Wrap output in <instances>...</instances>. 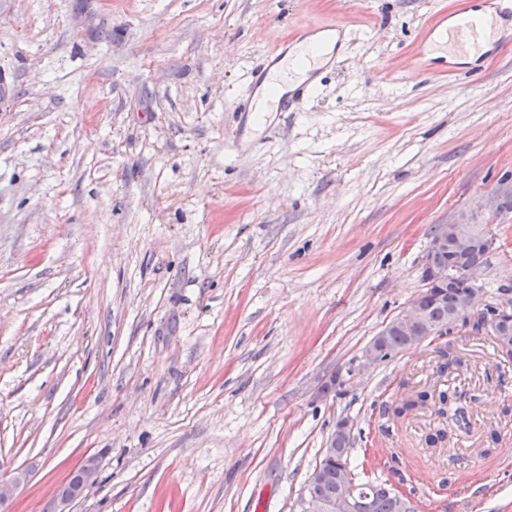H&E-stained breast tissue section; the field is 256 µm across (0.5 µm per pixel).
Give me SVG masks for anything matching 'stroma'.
<instances>
[{"label": "stroma", "instance_id": "stroma-1", "mask_svg": "<svg viewBox=\"0 0 512 512\" xmlns=\"http://www.w3.org/2000/svg\"><path fill=\"white\" fill-rule=\"evenodd\" d=\"M457 0H0V459L14 512H300L337 420L419 512H512V359L475 320L373 365L438 225L497 239L512 302V42L435 72ZM343 25L336 67L253 118V68ZM470 391L450 427L440 391ZM427 402L406 409L418 392ZM98 472V463L95 457H87L72 473L69 481L57 490V505L60 507L58 512H70L66 507L71 505L78 497L71 488V483L79 484V487H88L95 479ZM28 473L19 468H12L10 464L0 461V511L7 512L5 505L11 502L20 488L27 480Z\"/></svg>", "mask_w": 512, "mask_h": 512}]
</instances>
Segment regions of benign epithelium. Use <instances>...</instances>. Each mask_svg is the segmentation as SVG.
Returning a JSON list of instances; mask_svg holds the SVG:
<instances>
[{
	"mask_svg": "<svg viewBox=\"0 0 512 512\" xmlns=\"http://www.w3.org/2000/svg\"><path fill=\"white\" fill-rule=\"evenodd\" d=\"M495 245V239L475 230L471 223L441 224L434 231L431 238L427 256L425 257L423 278L426 290H431L441 284L448 276V267L435 261V257L448 253L453 256L467 255L474 250L482 249L490 251ZM457 275L466 280L469 285L464 296L463 309L454 311L450 315L451 326H456L463 317L478 316L484 318V328L497 345L498 352L512 358V307L500 305L490 311L488 308L477 309L482 296V289L478 287L473 278V271L458 267ZM424 297L422 293L410 300L403 310L390 322V327L405 333L409 337L408 344H420L442 333V330L426 322ZM385 353L382 348V338L375 337L363 354L366 365H372L381 361ZM352 425L347 418H341L336 422L335 429L323 449V459L333 460L338 454L337 448L342 441L351 437ZM98 472L96 458H86L70 476V482L62 485L57 490L58 512H68L66 507L71 505L78 495L72 490L71 483L75 482L81 487H88L95 479ZM28 473L19 468L0 461V512H7L5 505L11 502L20 488L27 480ZM301 512H369L368 501L357 495L353 475L344 472V481L336 490V494L327 500H319L308 495L302 497Z\"/></svg>",
	"mask_w": 512,
	"mask_h": 512,
	"instance_id": "1",
	"label": "benign epithelium"
}]
</instances>
